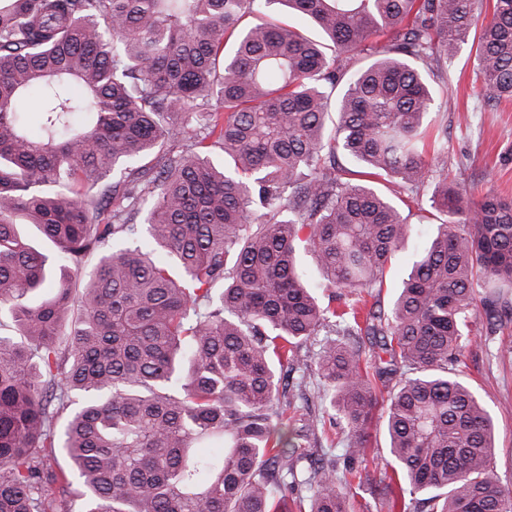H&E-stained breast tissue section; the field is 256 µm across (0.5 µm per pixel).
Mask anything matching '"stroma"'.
<instances>
[{
    "instance_id": "obj_1",
    "label": "stroma",
    "mask_w": 512,
    "mask_h": 512,
    "mask_svg": "<svg viewBox=\"0 0 512 512\" xmlns=\"http://www.w3.org/2000/svg\"><path fill=\"white\" fill-rule=\"evenodd\" d=\"M477 67L476 47L468 42L458 46L452 57L441 58L426 76L434 91L432 124L447 129L448 152L430 159L424 184L399 204L413 229L414 243H423L443 220L429 202L440 172H447L449 182L460 184L473 199L489 191L512 198V101L497 107L483 105L475 84ZM493 339L491 348L471 344L461 377L492 416L496 470L501 484L512 489V359H500L495 351L500 344L512 346V315L503 319ZM318 351L317 341H308L301 351L308 370L289 374L288 419L309 414L326 421L333 415L314 369Z\"/></svg>"
}]
</instances>
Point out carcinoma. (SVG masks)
<instances>
[{
	"label": "carcinoma",
	"mask_w": 512,
	"mask_h": 512,
	"mask_svg": "<svg viewBox=\"0 0 512 512\" xmlns=\"http://www.w3.org/2000/svg\"><path fill=\"white\" fill-rule=\"evenodd\" d=\"M275 3L320 38L244 23ZM474 6L0 0V309L26 339L0 336V512H351L391 381L388 512L431 491L420 512H512L492 417L454 373L476 303L490 319L507 307L512 200L442 178L446 220L392 306L363 317L323 304L297 261L305 248L327 288L381 291L409 224L337 156L396 196L418 189L423 70L469 38ZM477 58L482 102L511 100L512 0H495ZM322 331L330 425L351 440L341 471L305 466L324 423L277 422L278 369Z\"/></svg>",
	"instance_id": "obj_1"
}]
</instances>
